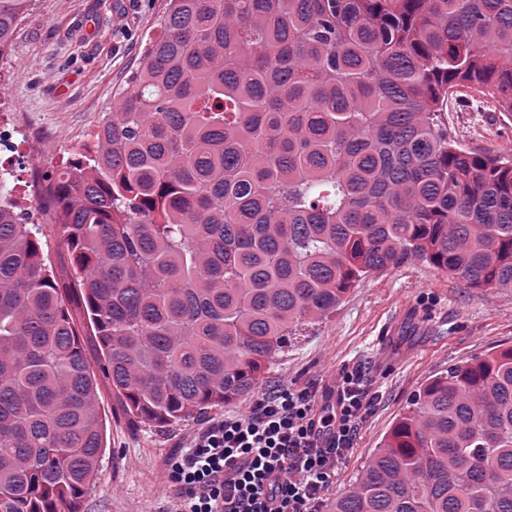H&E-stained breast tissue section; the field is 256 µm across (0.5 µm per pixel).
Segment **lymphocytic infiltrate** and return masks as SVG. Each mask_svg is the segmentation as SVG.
I'll use <instances>...</instances> for the list:
<instances>
[{
    "instance_id": "f902f5d3",
    "label": "lymphocytic infiltrate",
    "mask_w": 512,
    "mask_h": 512,
    "mask_svg": "<svg viewBox=\"0 0 512 512\" xmlns=\"http://www.w3.org/2000/svg\"><path fill=\"white\" fill-rule=\"evenodd\" d=\"M372 403L354 368L338 379L330 411L308 388L283 387L208 422L169 458L173 512H321Z\"/></svg>"
}]
</instances>
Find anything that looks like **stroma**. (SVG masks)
<instances>
[{"label": "stroma", "instance_id": "obj_1", "mask_svg": "<svg viewBox=\"0 0 512 512\" xmlns=\"http://www.w3.org/2000/svg\"><path fill=\"white\" fill-rule=\"evenodd\" d=\"M167 0H32L20 22L0 90L35 128L30 152L52 172L95 130L125 83ZM449 138L476 151H512V116L462 92L448 101ZM43 255L59 284L73 278L74 259L53 225L42 227ZM512 346V288L482 290L425 262H407L361 280L319 324L299 326L265 370L258 391L282 386L331 393L343 370L362 367L376 404L336 470L325 496L352 484L412 395L432 376L498 346ZM104 449L81 512H169L174 489L168 459L205 419L248 407L250 397L168 428L131 422L99 381Z\"/></svg>", "mask_w": 512, "mask_h": 512}]
</instances>
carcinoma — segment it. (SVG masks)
Returning <instances> with one entry per match:
<instances>
[{
	"label": "carcinoma",
	"instance_id": "obj_1",
	"mask_svg": "<svg viewBox=\"0 0 512 512\" xmlns=\"http://www.w3.org/2000/svg\"><path fill=\"white\" fill-rule=\"evenodd\" d=\"M30 0H0V60ZM40 196L61 288L0 178V512H80L112 394L175 426L249 394L301 324L423 261L512 288V153L448 139L465 87L512 114V0H169ZM330 512H512V346L452 365ZM40 227L42 232L38 237L44 258L53 267L58 283L66 285L73 280V268L75 267L73 255L60 241L52 224H40Z\"/></svg>",
	"mask_w": 512,
	"mask_h": 512
}]
</instances>
